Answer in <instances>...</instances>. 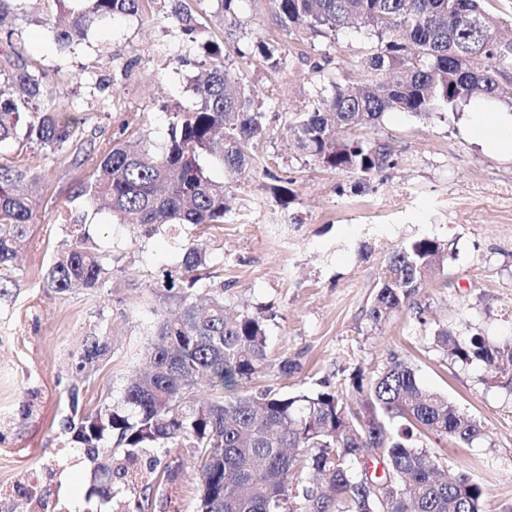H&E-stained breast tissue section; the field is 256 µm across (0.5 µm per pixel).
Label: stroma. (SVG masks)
<instances>
[{
	"instance_id": "stroma-1",
	"label": "stroma",
	"mask_w": 512,
	"mask_h": 512,
	"mask_svg": "<svg viewBox=\"0 0 512 512\" xmlns=\"http://www.w3.org/2000/svg\"><path fill=\"white\" fill-rule=\"evenodd\" d=\"M191 7L206 37L226 36L209 0ZM163 0L143 14L96 22L79 45L55 44L52 0H22L0 23V48L13 42L40 75L38 108H65L78 119L79 146L51 155L17 136L0 146V158L26 159L42 171L37 210L17 258L0 269V501L6 512H170L168 501L193 507L197 480L191 451L139 456L130 485L105 501L94 492L86 448L65 424L73 416L120 401L143 363L158 306L155 281L181 260L172 235L139 236L105 212L87 230L88 246L109 252L112 275L94 291L60 293L45 282L53 255L71 240L70 196L113 139L147 131L168 137L173 104L190 106L193 80L205 74L203 58L179 28L165 19ZM232 38L281 43L283 61L271 71L238 56L230 61L252 86L267 130L252 150L255 168L235 178L222 163L207 170L229 187L223 223L201 224L185 234L206 240L224 281L227 303L250 313L265 308L268 356L299 365L288 376L269 373L251 389L290 394L337 386L354 369L371 373L390 358L415 366L423 383L448 394L485 428V441L429 444L448 474L468 473L484 487V512H512V394L484 383L476 366L451 363L433 344L446 326L492 339L512 334V159L490 153L473 137L471 106L446 117L387 114L363 134L389 145L394 167L372 177L362 194L351 177L302 155L286 125L290 112L310 107L329 79L355 81L361 70V35L285 34L267 0H241ZM326 61L323 73L313 65ZM291 179L288 206L267 192L270 175ZM453 242L454 260L433 272L423 288L382 327L371 328L366 309L393 248L417 237ZM105 356L83 363L92 341ZM172 469L173 481L152 485L154 471Z\"/></svg>"
}]
</instances>
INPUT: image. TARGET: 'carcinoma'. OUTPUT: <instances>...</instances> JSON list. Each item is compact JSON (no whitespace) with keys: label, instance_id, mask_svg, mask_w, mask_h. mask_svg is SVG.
<instances>
[{"label":"carcinoma","instance_id":"1","mask_svg":"<svg viewBox=\"0 0 512 512\" xmlns=\"http://www.w3.org/2000/svg\"><path fill=\"white\" fill-rule=\"evenodd\" d=\"M52 2L54 40L66 49L85 40L93 21L135 16L148 0ZM168 2L167 18L199 42L207 74L193 86V105L171 112L166 142L141 134L139 148L115 143L100 156L72 198L76 224L103 210L147 238L169 227L222 224L227 186L209 176L206 161L240 176L252 165L251 146L266 134L265 113L228 63L226 42L198 40L203 30L186 0ZM213 2L233 36L240 0ZM268 2L287 33L328 37L360 21L367 48L357 82H331L330 94L288 118L298 149L328 170L361 184L391 166L385 143L354 134L390 112L442 116L474 99L512 109V38L500 36L503 20L486 9L487 0ZM235 53L272 70L282 61V45L261 37ZM41 87L22 58L0 54V143L21 130L52 152L74 143L75 118L33 109ZM35 182L26 163L0 162V265L14 258L32 221ZM449 255L450 244L431 237L394 248L367 309L369 324L390 320ZM210 261L207 244L186 239L181 263L163 271L159 284L178 314H160L145 351L149 371L131 379L116 406L68 427L98 469L112 473L114 444L125 448L128 463L142 451L184 445L193 449L200 487L193 512H482L481 482L445 476L427 442L469 446L485 437L484 428L448 395L424 386L411 363L392 358L369 376L356 369L346 392L248 390L272 368L268 318L226 304L222 282L209 285L199 304L195 288ZM111 274L109 254L77 240L57 251L46 280L58 292L92 290ZM433 341L451 361L481 366L488 382L512 392V336L492 341L442 327ZM198 389L209 397L198 400Z\"/></svg>","mask_w":512,"mask_h":512}]
</instances>
